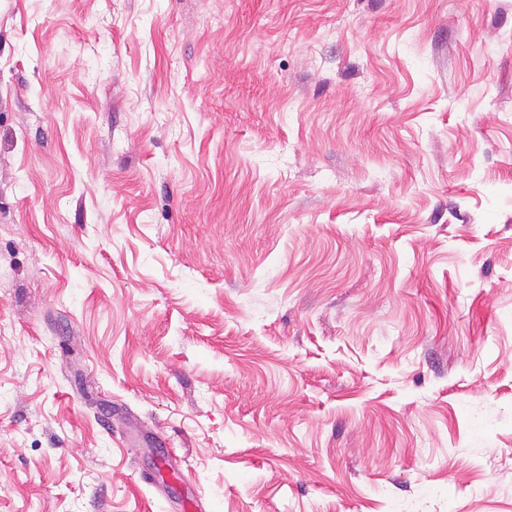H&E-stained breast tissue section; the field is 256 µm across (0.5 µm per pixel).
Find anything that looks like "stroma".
Listing matches in <instances>:
<instances>
[{"label": "stroma", "mask_w": 512, "mask_h": 512, "mask_svg": "<svg viewBox=\"0 0 512 512\" xmlns=\"http://www.w3.org/2000/svg\"><path fill=\"white\" fill-rule=\"evenodd\" d=\"M193 492L512 512V0H0V512Z\"/></svg>", "instance_id": "35a3bbf8"}]
</instances>
